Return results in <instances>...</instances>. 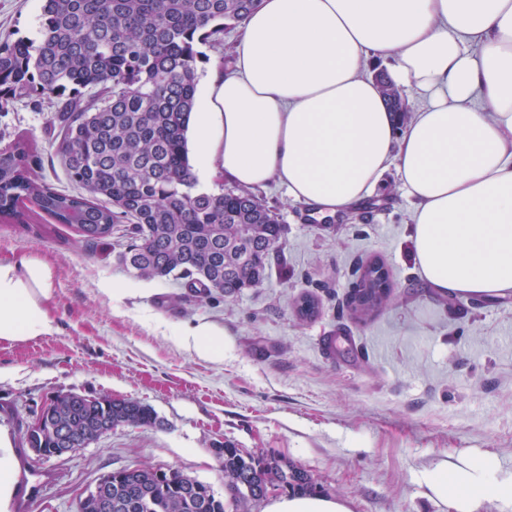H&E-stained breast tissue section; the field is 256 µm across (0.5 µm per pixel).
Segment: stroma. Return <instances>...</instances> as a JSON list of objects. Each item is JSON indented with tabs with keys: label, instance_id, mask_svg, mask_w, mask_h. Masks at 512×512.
Wrapping results in <instances>:
<instances>
[{
	"label": "stroma",
	"instance_id": "stroma-1",
	"mask_svg": "<svg viewBox=\"0 0 512 512\" xmlns=\"http://www.w3.org/2000/svg\"><path fill=\"white\" fill-rule=\"evenodd\" d=\"M43 0H0V37L38 39ZM53 100L19 95L0 108V150L24 135L39 177L77 193L49 132ZM262 194L284 226L281 262L262 287L206 299L179 280L139 279L116 239L81 242L49 217L0 221V260L31 253L56 271L58 333L0 342V427L21 444L26 423L59 393L110 395L151 407L160 424H121L53 471L38 512H77L110 471L181 470L224 492L215 445L275 452L301 465L351 512H448L427 500L422 471L494 455L512 470V295L465 301L430 288L415 263L413 203L395 173L369 202L322 219L284 186ZM384 265L394 301L365 319L350 295L363 266ZM123 288L112 298L108 285ZM312 297L315 317L294 303ZM224 331V360H200L173 329Z\"/></svg>",
	"mask_w": 512,
	"mask_h": 512
}]
</instances>
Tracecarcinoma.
<instances>
[{
    "mask_svg": "<svg viewBox=\"0 0 512 512\" xmlns=\"http://www.w3.org/2000/svg\"><path fill=\"white\" fill-rule=\"evenodd\" d=\"M259 0H44L39 39L0 38V107L16 94L57 98L51 119L56 154L81 196L41 182L19 137L0 151V216L23 219L26 202L84 241L126 225L124 267L141 279L188 280L204 297L234 298L268 279L284 227L247 189L196 190L187 132L196 105V44L221 43ZM396 113L407 111L378 76ZM377 263L351 295L362 318L391 300ZM57 422L95 435L99 418L155 426L146 405L121 399L81 406L56 396ZM224 497L179 470L145 466L112 475L111 512H249L268 488L313 493L308 475L278 455L254 457L226 443L214 449Z\"/></svg>",
    "mask_w": 512,
    "mask_h": 512,
    "instance_id": "carcinoma-1",
    "label": "carcinoma"
}]
</instances>
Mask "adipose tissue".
<instances>
[{"label": "adipose tissue", "mask_w": 512, "mask_h": 512, "mask_svg": "<svg viewBox=\"0 0 512 512\" xmlns=\"http://www.w3.org/2000/svg\"><path fill=\"white\" fill-rule=\"evenodd\" d=\"M393 60L418 105L388 111L372 63ZM201 169L337 215L396 172L414 209L415 261L442 294H512V0H260L212 72L191 119ZM54 268L33 254L0 261V341L57 333ZM199 358L224 359L206 321L176 333ZM449 512L512 502L495 457L441 461L422 473ZM264 512H351L323 495L288 494Z\"/></svg>", "instance_id": "adipose-tissue-1"}]
</instances>
